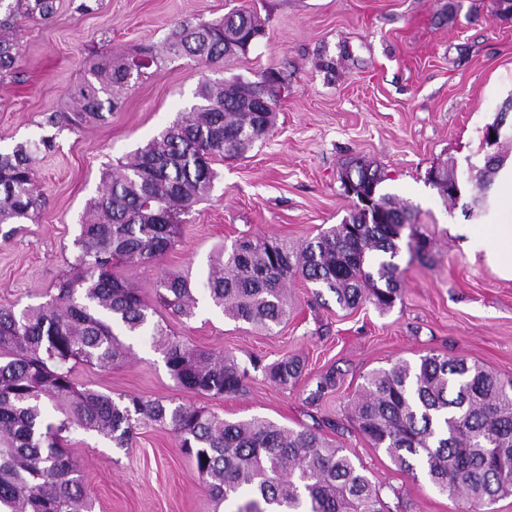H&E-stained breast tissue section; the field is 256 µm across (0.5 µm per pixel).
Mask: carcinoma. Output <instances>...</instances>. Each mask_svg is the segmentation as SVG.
<instances>
[{
  "instance_id": "carcinoma-1",
  "label": "carcinoma",
  "mask_w": 512,
  "mask_h": 512,
  "mask_svg": "<svg viewBox=\"0 0 512 512\" xmlns=\"http://www.w3.org/2000/svg\"><path fill=\"white\" fill-rule=\"evenodd\" d=\"M1 7L0 72L10 73L16 53L6 32L14 18L22 13L47 20L56 0H0ZM263 34L261 23L244 12L183 22L165 38V58L216 64L247 51ZM151 58L152 48L142 47L137 56L94 68L100 87H81L76 108L49 115L48 123L63 129L103 119L99 91L129 86ZM281 80L272 70L254 82L203 79L195 103L129 162L105 173L74 239V263L60 275L50 301L19 312L0 306V512H93L65 434L78 428L129 448L135 431L149 423L176 434L217 504L248 497L236 512H388L364 467L317 428L294 431L262 417L231 421L137 395L115 399L78 387L73 376L78 363L107 368L128 353L117 326L128 336L150 332L172 378L194 392L236 395L258 371L281 387L301 376L303 364L295 358L241 362L187 345L151 323L153 304L112 271L118 263L133 268L157 260L173 247L184 217L214 187V162L244 156L274 128ZM255 91L266 99L260 112L246 99ZM57 149L50 136L0 151V226L12 225L4 237L33 218L40 201L37 156ZM511 151L512 125L484 158L479 208ZM349 173L344 193L354 202L350 223L300 245L244 238L212 255L206 291L225 317L267 330L281 324L295 278L329 290L343 308L365 302L382 311L393 307L401 288L398 231L411 224V212L395 197L377 193L385 180L381 170L356 162L343 170ZM195 292L189 274H166L156 300L189 317ZM353 417L373 447L385 449L408 473L425 469L440 493L466 498L469 512H482L512 492V382L463 358L427 354L369 373Z\"/></svg>"
}]
</instances>
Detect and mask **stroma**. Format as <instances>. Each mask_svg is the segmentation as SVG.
<instances>
[{
	"label": "stroma",
	"mask_w": 512,
	"mask_h": 512,
	"mask_svg": "<svg viewBox=\"0 0 512 512\" xmlns=\"http://www.w3.org/2000/svg\"><path fill=\"white\" fill-rule=\"evenodd\" d=\"M47 20L19 17L13 39L20 57L0 78V148L56 135L58 150L39 158L42 193L34 220L0 238V305L48 302L73 261L88 201L106 168L127 162L185 107L202 76L256 81L275 69L286 76L269 136L241 158L215 162L219 179L194 206L178 240L159 260L117 268L146 299L162 271L204 280L210 255L241 238L301 243L347 220L353 202L340 182L347 161L381 167L382 192L413 213L424 253L402 249V295L385 312L365 303L341 308L333 293L302 279L288 288V316L272 330L225 318L204 290L189 318L156 308L153 322L190 346L273 363L297 357L304 371L282 388L256 376L246 392L216 398L172 379L150 336H128L130 351L109 368L79 364L76 382L113 395L162 398L227 420L260 416L300 430L336 421L325 435L345 448L381 487L389 512H466L461 497L439 493L424 473L408 475L372 447L350 422L364 377L400 360L433 352L463 358L512 380V279L471 253L467 232L512 224V199L496 195L476 216V176L484 164L483 132L512 108V0H56ZM245 10L264 35L243 54L205 65L158 62L123 90L104 119L55 132L45 118L70 111L76 90L94 82V65L162 46L179 22L209 21ZM455 172L461 192L444 202L428 180ZM336 386L320 399L321 377ZM67 450L93 502V512H235L215 505L176 436L141 426L131 447L81 430Z\"/></svg>",
	"instance_id": "1"
}]
</instances>
